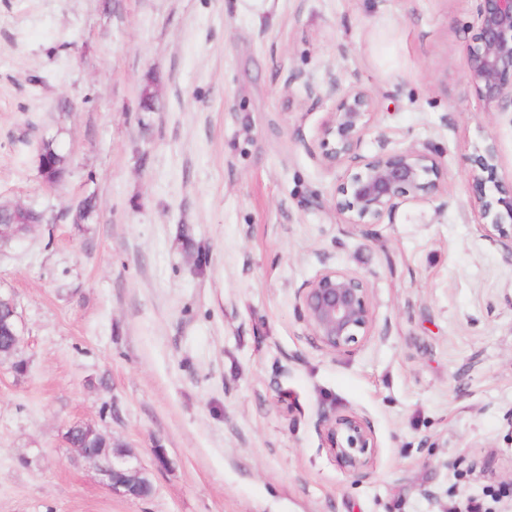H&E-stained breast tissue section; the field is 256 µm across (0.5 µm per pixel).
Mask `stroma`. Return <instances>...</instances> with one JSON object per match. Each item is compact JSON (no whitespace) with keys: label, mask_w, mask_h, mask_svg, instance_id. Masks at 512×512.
<instances>
[{"label":"stroma","mask_w":512,"mask_h":512,"mask_svg":"<svg viewBox=\"0 0 512 512\" xmlns=\"http://www.w3.org/2000/svg\"><path fill=\"white\" fill-rule=\"evenodd\" d=\"M475 6L0 0V205L46 215L0 247L26 363L0 365V512H512V263L465 163L493 136L512 182V116L467 85ZM333 80L378 99L363 153L428 146L447 193L347 233L345 171L311 149L328 107L306 86ZM45 139L69 158L54 184ZM326 267L364 276L375 316L336 352L296 300ZM336 412L369 421L370 478L332 459ZM79 422L140 457L150 496L77 460Z\"/></svg>","instance_id":"35a3bbf8"}]
</instances>
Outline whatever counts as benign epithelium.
Instances as JSON below:
<instances>
[{"label": "benign epithelium", "mask_w": 512, "mask_h": 512, "mask_svg": "<svg viewBox=\"0 0 512 512\" xmlns=\"http://www.w3.org/2000/svg\"><path fill=\"white\" fill-rule=\"evenodd\" d=\"M475 29L466 46L467 82L487 109L512 113V0H476ZM313 141L324 168L346 169V178L333 198L341 223L351 229L382 224L393 219L405 202H420L447 191L448 169L426 146L381 149L362 153L365 137L376 127L378 101L370 90L350 84L336 92ZM476 186L492 184L491 193L479 192L472 208L480 218L484 236L498 242L512 262V188L498 180L500 164L495 139L488 135L466 159ZM12 322L7 329L14 346L22 340V323L14 300H9ZM298 305L307 325L321 345L331 351L348 348L370 336L374 324L371 293L360 274L326 267L298 294ZM320 425L336 465L348 476L369 478L375 468L377 442L369 422L354 414L321 417ZM78 456L93 465L115 495L142 499L152 492L143 482L139 458L124 448L96 457L88 448Z\"/></svg>", "instance_id": "7a95c632"}]
</instances>
